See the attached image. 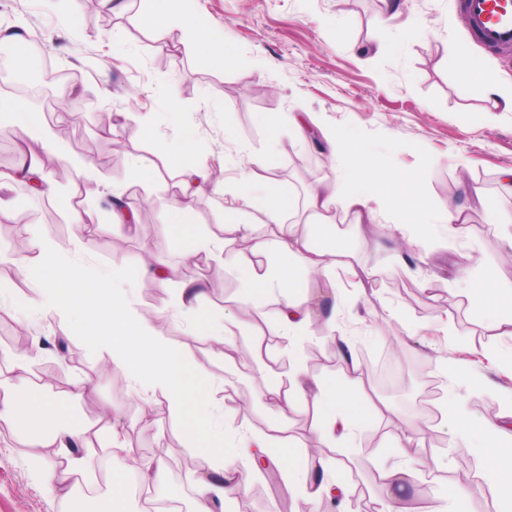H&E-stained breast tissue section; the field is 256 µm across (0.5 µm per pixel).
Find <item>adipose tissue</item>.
<instances>
[{"label": "adipose tissue", "mask_w": 512, "mask_h": 512, "mask_svg": "<svg viewBox=\"0 0 512 512\" xmlns=\"http://www.w3.org/2000/svg\"><path fill=\"white\" fill-rule=\"evenodd\" d=\"M322 136L333 153L349 161L350 185L344 188L325 183L311 192L305 202L307 221L331 227L341 212L352 216L354 223H364L373 210L369 196L361 190L362 184L387 186L392 177L369 153L357 148L353 132L330 128L323 130ZM236 195L242 198L243 205L225 207L224 227L248 243L247 250L237 253L232 264L248 290L246 305L259 308L266 295L279 293L283 304L275 320L278 331L292 338L307 336L313 324L310 304L292 298L301 286L296 265L301 262L331 273L342 266L343 249L333 243L316 246L310 236L296 234L293 227L285 225L283 218L293 209L294 201L275 179L264 175L259 194L242 187ZM253 209L265 215L267 223L274 225V232L255 235L249 220ZM64 251L62 244L45 235L36 259H18V267L32 286V293L22 299V306L53 314L65 330L73 325L75 317H82L87 339L106 364L126 370L150 401L164 408L173 422L185 424L183 374L190 361L157 336L151 322L129 304L134 279L118 264L101 269L96 279H87L83 271L61 262ZM471 298L493 323L512 326V287H501L486 274L472 287ZM265 386L267 396L277 399L283 408L292 410L308 402L320 408L316 425L320 436L349 432L356 423L348 389L311 385L296 374L286 384L279 377H268ZM22 418L31 421L41 447L56 448L66 462L67 472L86 470L90 449L77 450L69 445L70 438L83 425L65 406L24 380L0 385V421L11 424ZM457 428L466 448L478 454L482 478L512 512V455H503L498 449L502 434L512 428V408L475 424L458 422ZM325 470L324 460L310 454L304 455L302 461L287 464L289 481L312 497L331 491L322 479Z\"/></svg>", "instance_id": "adipose-tissue-1"}]
</instances>
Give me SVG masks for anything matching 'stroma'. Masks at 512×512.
<instances>
[{
    "mask_svg": "<svg viewBox=\"0 0 512 512\" xmlns=\"http://www.w3.org/2000/svg\"><path fill=\"white\" fill-rule=\"evenodd\" d=\"M0 0V36L17 28L29 47H43L54 69L68 71L71 85H53L44 120L55 150L42 153L47 192L28 195L22 183L0 188L8 207L0 215V282L17 292L27 282L15 259L37 256L40 235L67 242L64 264L86 275L111 262L135 270L145 258L162 259L171 275L165 286L140 280L130 298L142 314H153L157 335L215 377L233 376V391L191 384L188 408L199 399L216 401L231 430L213 443V456L232 452L234 428L248 435L281 426L295 446L331 462L330 479L349 487L345 501L315 503L289 484L280 462L269 471L242 464L243 489L224 502L223 512H377L383 495L381 472L398 467L395 487L401 512L434 508L457 486H465L482 512H500L481 463L456 446L444 403L455 395L460 411L478 420L512 400V328L492 326L468 296L471 283L492 271L498 283L512 284V186L502 170L512 168V112L490 92L486 76L512 86V52L482 46L470 33L462 0H405L419 20L415 34L386 20L382 0H182L192 28L150 25L142 0H112L91 10L86 0ZM224 32L223 61L204 62L208 32ZM481 56L486 69L461 76L459 50ZM198 129L196 158L213 162L192 231L201 238H226L224 255L247 247L224 230V192L250 174L251 158H268L270 174L291 197L305 201L326 180L344 179L340 156L322 143L323 127L347 128L379 152L384 165L406 177L402 189L434 207L462 208L465 222L454 238L418 234L414 225L395 229L397 215L374 200L371 223L312 228L318 244L335 240L349 255L350 268L337 269L339 297L320 299L311 335L297 353L273 328L280 295L263 310L241 318L246 290L218 261L188 259L181 247L190 229L171 223L161 201L181 200V176L171 160L175 139L172 110ZM292 112L311 114L317 127L301 134L288 124ZM150 121L149 135L134 137ZM280 125L270 142L265 121ZM28 140L14 119H0V174L15 172ZM481 189L473 204L466 186ZM128 197L133 228L116 225L108 197ZM82 223H74L72 211ZM208 288L197 315L232 317L236 336L193 335L177 310L184 282ZM395 317L384 318V309ZM407 354L410 366L396 391L373 377L390 343ZM482 349L468 362L469 375L446 376L443 366L458 353ZM362 383L353 392L363 421L347 438L318 439L312 408L280 412L264 400V376L287 377L297 367L310 382L347 385L351 364ZM56 368L46 393L65 404L84 424L81 443L98 445L102 427L113 426L128 443L115 451L108 475L122 477L135 497L172 499L192 512L198 480L209 470L185 436L172 430L161 408L140 393L125 370L102 368L82 336L64 335L54 319L0 301V380H36L41 367ZM88 379L87 387L76 378ZM420 430L413 459L398 455L404 432ZM37 451L24 432L0 422V512H78L88 502L85 479L72 476L71 494L51 495L29 460ZM161 464L165 481L143 478L145 463Z\"/></svg>",
    "mask_w": 512,
    "mask_h": 512,
    "instance_id": "35a3bbf8",
    "label": "stroma"
}]
</instances>
